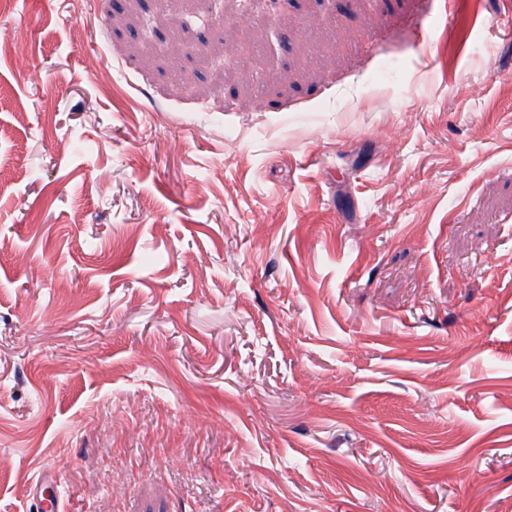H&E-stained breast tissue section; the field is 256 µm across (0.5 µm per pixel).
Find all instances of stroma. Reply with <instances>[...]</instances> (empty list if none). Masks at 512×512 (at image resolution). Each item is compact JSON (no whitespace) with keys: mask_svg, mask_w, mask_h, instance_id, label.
Returning a JSON list of instances; mask_svg holds the SVG:
<instances>
[{"mask_svg":"<svg viewBox=\"0 0 512 512\" xmlns=\"http://www.w3.org/2000/svg\"><path fill=\"white\" fill-rule=\"evenodd\" d=\"M242 4L0 0V512H512V0ZM56 486L57 482L54 476L45 471L40 473L34 481L33 495L40 504H44L43 510L51 512L63 510Z\"/></svg>","mask_w":512,"mask_h":512,"instance_id":"35a3bbf8","label":"stroma"}]
</instances>
